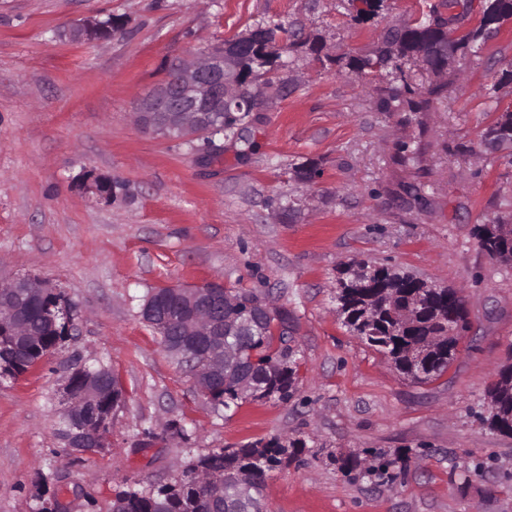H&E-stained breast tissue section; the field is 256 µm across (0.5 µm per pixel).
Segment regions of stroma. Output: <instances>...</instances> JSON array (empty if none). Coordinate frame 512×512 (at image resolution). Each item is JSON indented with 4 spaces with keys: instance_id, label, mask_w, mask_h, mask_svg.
<instances>
[{
    "instance_id": "stroma-1",
    "label": "stroma",
    "mask_w": 512,
    "mask_h": 512,
    "mask_svg": "<svg viewBox=\"0 0 512 512\" xmlns=\"http://www.w3.org/2000/svg\"><path fill=\"white\" fill-rule=\"evenodd\" d=\"M423 0H384L352 21L347 0H0V274L40 277L76 305L67 342L18 379H0V512H108L116 492L177 480L198 457L302 440L268 476L266 512H512V436L491 430L487 390L512 362V264L477 246V225L512 215V152L478 145L512 106V20L457 58L447 97L382 112L383 79L333 64L372 49ZM113 19L110 36L71 28ZM322 37L328 59L292 52L288 92L263 106L247 154L227 140L209 163L143 131L135 108L173 59L235 38L256 20ZM409 142L405 161L398 144ZM310 161L312 182L292 175ZM116 183L110 200L85 175ZM394 265L457 289L470 327L448 372L402 378L344 327L336 278L351 260ZM209 278L287 310L300 359L287 402L214 409L140 316L149 291ZM109 366L124 396L111 445L71 455L55 425L78 366ZM376 449L407 459L393 480L339 461Z\"/></svg>"
}]
</instances>
